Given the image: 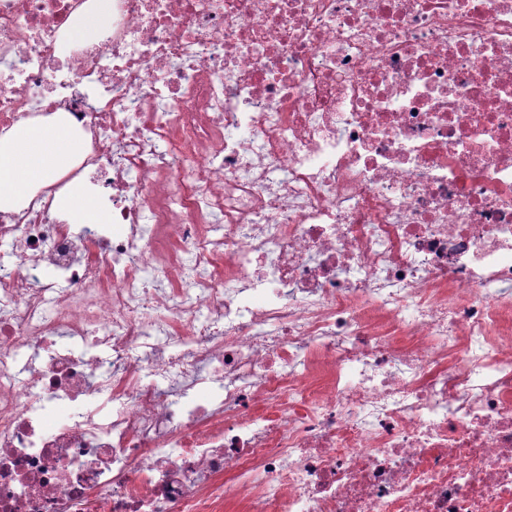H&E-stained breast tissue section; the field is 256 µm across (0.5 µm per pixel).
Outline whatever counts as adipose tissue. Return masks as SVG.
<instances>
[{
    "label": "adipose tissue",
    "mask_w": 512,
    "mask_h": 512,
    "mask_svg": "<svg viewBox=\"0 0 512 512\" xmlns=\"http://www.w3.org/2000/svg\"><path fill=\"white\" fill-rule=\"evenodd\" d=\"M78 150L76 139L61 123L25 124L0 137V208L16 206L30 189L47 183L66 169ZM63 220L70 224H106L110 217L81 187H73L56 200Z\"/></svg>",
    "instance_id": "1"
}]
</instances>
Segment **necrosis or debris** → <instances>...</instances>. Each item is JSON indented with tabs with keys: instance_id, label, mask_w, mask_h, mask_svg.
<instances>
[{
	"instance_id": "necrosis-or-debris-1",
	"label": "necrosis or debris",
	"mask_w": 512,
	"mask_h": 512,
	"mask_svg": "<svg viewBox=\"0 0 512 512\" xmlns=\"http://www.w3.org/2000/svg\"><path fill=\"white\" fill-rule=\"evenodd\" d=\"M92 2L0 0V512H512V0ZM110 6L108 0H100L93 4L91 11L76 15L71 23L72 34L79 38L88 35L104 19ZM78 151V142L62 123L25 124L0 138V208L15 207L30 189L47 183L66 169ZM56 208L67 224H110L109 213L101 209L80 186H74L56 200Z\"/></svg>"
}]
</instances>
